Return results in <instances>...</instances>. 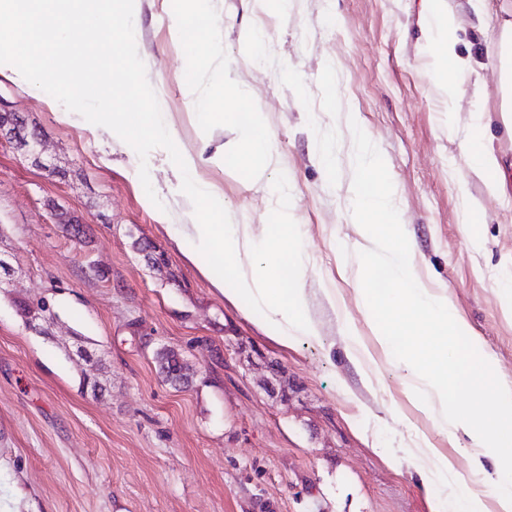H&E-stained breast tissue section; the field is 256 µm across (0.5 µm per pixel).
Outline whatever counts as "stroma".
I'll return each instance as SVG.
<instances>
[{"label": "stroma", "instance_id": "stroma-1", "mask_svg": "<svg viewBox=\"0 0 512 512\" xmlns=\"http://www.w3.org/2000/svg\"><path fill=\"white\" fill-rule=\"evenodd\" d=\"M189 0H138L139 56L179 150L236 144L224 110L235 102L275 139L280 170L255 180L231 166L199 165L178 177L165 149L149 166L116 134L35 85L0 74V105L45 134L46 166L0 140V252L11 254L20 297L48 298L64 330L101 362L104 395L83 390V361L30 332L0 295V512H430L408 462L413 441L465 469L467 438L438 429L409 375L423 334L380 345L366 304L374 260L356 250L362 215L353 185L366 153L381 157L376 187H391L413 241L417 275L445 293L512 381V204L489 194L465 150L476 112L491 124L485 145L501 160L512 196V129L498 113L499 47L475 28L458 48L478 74L449 72L456 105L438 90L442 67L424 45L422 0H210L197 40L172 28ZM262 29V46L249 38ZM222 59L203 63L209 43ZM212 108L200 115L197 101ZM329 151L322 163L321 151ZM219 208L203 211L198 185ZM289 212H282L280 197ZM234 223L273 234L288 215L305 257L300 284L315 343L284 348L261 331V311L230 304L175 246L170 224ZM83 225L72 242L65 221ZM162 251L173 274L150 272L137 241ZM356 331L369 362L362 378L346 355ZM192 368L175 387L157 352ZM288 389L287 401L270 385Z\"/></svg>", "mask_w": 512, "mask_h": 512}]
</instances>
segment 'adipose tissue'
Listing matches in <instances>:
<instances>
[{"label":"adipose tissue","mask_w":512,"mask_h":512,"mask_svg":"<svg viewBox=\"0 0 512 512\" xmlns=\"http://www.w3.org/2000/svg\"><path fill=\"white\" fill-rule=\"evenodd\" d=\"M428 13L423 24V37L434 46L438 58L460 71L473 68L470 56L459 54L458 33L463 28L461 17L444 12L439 0H427ZM478 30L499 39L501 59L498 89L504 120L512 122V19L499 20L496 15L480 10L476 13ZM241 139L234 149L215 146L210 155H186L175 165L184 179L194 178L200 163L229 164L250 173L278 169L280 158L272 135L254 125L252 119H240ZM189 237L193 248L188 260L216 290H223V277L215 275L213 267L222 258H229V269L235 286L229 290V300L247 298L251 305L266 315L268 326L275 330L274 339L281 345L301 340L313 341L319 336L315 325L301 312L304 291L288 285L287 277L275 284L258 278L263 238L249 224L226 221L222 224H179L174 241ZM359 251L372 254L382 251L384 273L398 289L393 299L388 324L403 332L405 325L417 321L430 331L449 332L447 344L424 350L427 369L450 368L457 389L467 391L465 403L452 405L438 381L427 382L423 403L437 426L460 430L468 438L466 453L470 459L467 470L457 469L454 462L425 446L410 452L409 459L423 487L451 483L461 512H475L481 489H490L497 512H512V382L495 380V361L483 351L467 322L454 310L446 294L428 288L417 276L413 265V246L403 243L390 247L379 230H363ZM494 399L499 416L485 413L487 399Z\"/></svg>","instance_id":"adipose-tissue-1"}]
</instances>
